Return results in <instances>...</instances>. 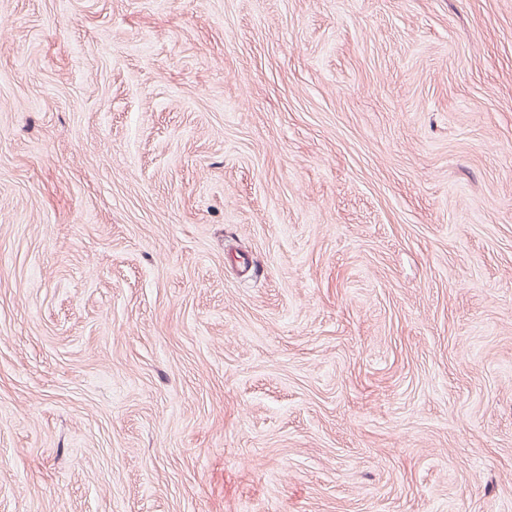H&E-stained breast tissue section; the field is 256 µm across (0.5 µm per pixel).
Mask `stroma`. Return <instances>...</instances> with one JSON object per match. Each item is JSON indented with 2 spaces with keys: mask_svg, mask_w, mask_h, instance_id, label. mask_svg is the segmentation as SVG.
<instances>
[{
  "mask_svg": "<svg viewBox=\"0 0 512 512\" xmlns=\"http://www.w3.org/2000/svg\"><path fill=\"white\" fill-rule=\"evenodd\" d=\"M0 512H512V0H0Z\"/></svg>",
  "mask_w": 512,
  "mask_h": 512,
  "instance_id": "obj_1",
  "label": "stroma"
}]
</instances>
